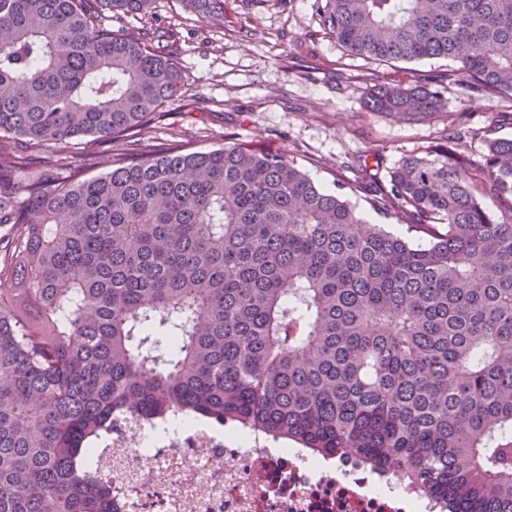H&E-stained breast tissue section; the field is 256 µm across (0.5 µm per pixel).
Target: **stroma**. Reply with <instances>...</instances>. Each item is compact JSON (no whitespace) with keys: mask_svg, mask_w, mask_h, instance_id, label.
Segmentation results:
<instances>
[{"mask_svg":"<svg viewBox=\"0 0 512 512\" xmlns=\"http://www.w3.org/2000/svg\"><path fill=\"white\" fill-rule=\"evenodd\" d=\"M155 25L173 26L179 96L158 109L146 136L153 144L209 150L236 142L287 153L316 183L347 196L372 223L411 236L365 200L369 174L385 178L405 156L438 144L449 129L467 135L465 151L480 162L490 138L512 139V93L476 91L445 59L367 62L322 28L316 0H224V20L206 22L177 0H155ZM442 76L446 108L424 120L366 111L376 85L411 87ZM368 159L361 171L358 159Z\"/></svg>","mask_w":512,"mask_h":512,"instance_id":"stroma-1","label":"stroma"}]
</instances>
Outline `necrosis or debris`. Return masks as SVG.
Listing matches in <instances>:
<instances>
[{"label": "necrosis or debris", "instance_id": "4bbe7bcc", "mask_svg": "<svg viewBox=\"0 0 512 512\" xmlns=\"http://www.w3.org/2000/svg\"><path fill=\"white\" fill-rule=\"evenodd\" d=\"M95 461L111 472L113 512H412L429 494L376 489L365 470L315 465L298 448H276L262 433L246 442L199 425L114 426Z\"/></svg>", "mask_w": 512, "mask_h": 512}]
</instances>
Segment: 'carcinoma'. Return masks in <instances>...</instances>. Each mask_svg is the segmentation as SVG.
I'll return each mask as SVG.
<instances>
[{
	"mask_svg": "<svg viewBox=\"0 0 512 512\" xmlns=\"http://www.w3.org/2000/svg\"><path fill=\"white\" fill-rule=\"evenodd\" d=\"M213 22L224 0H180ZM154 0H0V512H112L84 461L112 423L178 413L347 456L512 512V139L479 165L450 135L366 190L430 237L364 221L287 154L245 144L141 148L182 89ZM371 60L448 59L512 91V0H316ZM366 108L444 109L426 86ZM80 142L87 178L46 155ZM503 202L489 213L480 197Z\"/></svg>",
	"mask_w": 512,
	"mask_h": 512,
	"instance_id": "1",
	"label": "carcinoma"
}]
</instances>
